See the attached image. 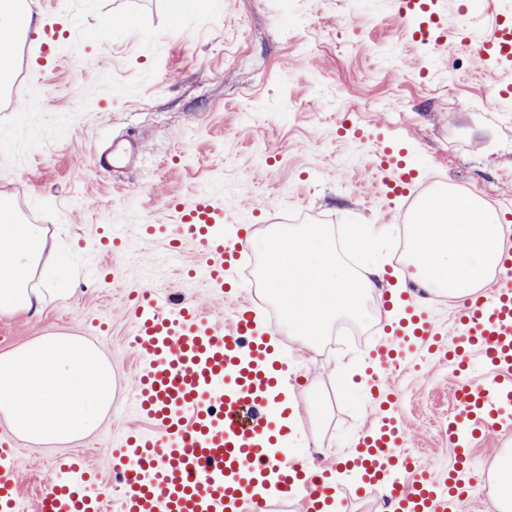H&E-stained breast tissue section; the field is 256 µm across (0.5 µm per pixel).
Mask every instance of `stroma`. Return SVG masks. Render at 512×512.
Segmentation results:
<instances>
[{"label":"stroma","instance_id":"obj_1","mask_svg":"<svg viewBox=\"0 0 512 512\" xmlns=\"http://www.w3.org/2000/svg\"><path fill=\"white\" fill-rule=\"evenodd\" d=\"M26 2L40 27L23 38L15 92L32 105L10 111L15 92L0 90V195L26 223L43 225L48 269L65 271L72 294L0 317V353L50 332L79 336L111 363L115 382L112 408L90 437L18 440L27 512L54 484L60 457L87 455L111 484L113 448L145 425L135 410L130 290L175 294L218 320L228 319L235 293H264L253 251L243 253L252 273L217 298L189 276L201 263L190 245L174 261L168 234H145L144 225H172L177 202L215 194L228 237L245 226L259 235L271 224H323L340 244L351 225H390L378 257L386 281L396 282L413 202L379 194L364 131L407 148L414 196L445 183L512 217V108L481 106L512 83V70L456 43L412 42L394 0ZM119 13L136 38L115 23ZM49 38L55 52L47 56ZM129 137L143 146L136 161L115 172L92 166L93 151ZM117 224L126 227V248L104 254ZM277 344L288 368L278 406L301 413L298 456L334 468L376 413L360 386L368 351L321 355L284 330ZM387 382L417 463L432 473L447 467V364L422 350ZM509 448L512 431L489 429L475 440L479 481L462 512H495L496 473Z\"/></svg>","mask_w":512,"mask_h":512}]
</instances>
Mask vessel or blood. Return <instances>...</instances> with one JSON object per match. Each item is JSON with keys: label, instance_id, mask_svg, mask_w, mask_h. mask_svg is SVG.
I'll list each match as a JSON object with an SVG mask.
<instances>
[{"label": "vessel or blood", "instance_id": "obj_1", "mask_svg": "<svg viewBox=\"0 0 512 512\" xmlns=\"http://www.w3.org/2000/svg\"><path fill=\"white\" fill-rule=\"evenodd\" d=\"M399 14L420 18L412 37L420 43L447 40L446 0H396ZM495 24L479 45L482 61L512 67V0H491ZM379 191L405 197L416 175L389 146L378 154ZM175 232L198 246L203 274L215 295L224 292V275L238 269L241 244L224 241V210L201 195L177 207ZM504 258L490 286L456 315L448 338V358L456 366L448 443L454 463L440 475L414 467L404 451L407 433L394 416L379 414L377 423L358 439L346 468L361 474L362 488L386 486L396 512H455L463 486L458 478L484 428L512 427V225L503 227ZM390 337L369 352L373 368L401 364L419 346L443 335L432 314L416 305ZM132 344L143 360L135 390L137 407L150 422L128 435L114 451L120 476L115 505L88 478L84 460L57 462L65 476L40 497L36 512H264L253 492L259 481L274 478L279 491L301 493L307 512L324 501L345 500L349 491L308 473L288 446L292 431L287 414L267 413L276 379L269 366L275 324L257 330L249 302H241L229 323L197 307L147 292L135 307ZM480 355L481 372L470 366ZM20 450L0 435V512H22L18 483Z\"/></svg>", "mask_w": 512, "mask_h": 512}]
</instances>
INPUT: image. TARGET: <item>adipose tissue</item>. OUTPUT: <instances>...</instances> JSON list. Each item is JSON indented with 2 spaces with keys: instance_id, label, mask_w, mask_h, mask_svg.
Wrapping results in <instances>:
<instances>
[{
  "instance_id": "ef3b65f1",
  "label": "adipose tissue",
  "mask_w": 512,
  "mask_h": 512,
  "mask_svg": "<svg viewBox=\"0 0 512 512\" xmlns=\"http://www.w3.org/2000/svg\"><path fill=\"white\" fill-rule=\"evenodd\" d=\"M268 258L264 279L288 314V329L301 342L320 335L341 315L363 316L367 295L381 293V265L353 272L337 255L321 224L273 230L246 240ZM47 248L37 224H17L0 206V316L27 312L43 293L32 281ZM409 278L433 294L460 300L476 295L499 269L501 221L479 197L441 193L426 223L411 222L407 233Z\"/></svg>"
}]
</instances>
